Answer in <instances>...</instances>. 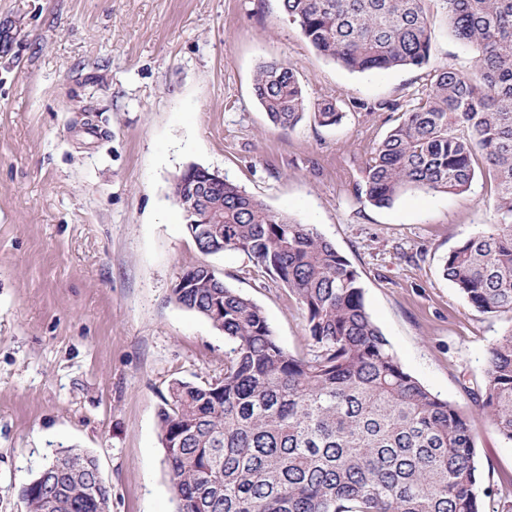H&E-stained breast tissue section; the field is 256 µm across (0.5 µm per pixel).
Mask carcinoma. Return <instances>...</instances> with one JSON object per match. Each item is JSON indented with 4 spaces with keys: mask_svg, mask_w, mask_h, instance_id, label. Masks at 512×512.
Returning <instances> with one entry per match:
<instances>
[{
    "mask_svg": "<svg viewBox=\"0 0 512 512\" xmlns=\"http://www.w3.org/2000/svg\"><path fill=\"white\" fill-rule=\"evenodd\" d=\"M426 0H281L321 56L352 73L426 68ZM455 39L478 51L472 73L440 66L418 107L372 147L364 194L390 207L406 191L463 194L481 156L497 190L498 223L461 241L443 276L477 312L512 314V0H440ZM255 97L285 130L311 116L338 124L333 103H311L293 68H259ZM173 196L195 201L207 225L186 226L204 255L245 253L301 305L312 340L298 357L278 343L252 299L199 263L174 301L224 333V375L174 381L158 411L176 512H486L471 423L409 374L373 322L356 268L309 224L274 211L194 166ZM475 404L512 442V327L488 350ZM97 460L67 450L19 489L24 512H103Z\"/></svg>",
    "mask_w": 512,
    "mask_h": 512,
    "instance_id": "1",
    "label": "carcinoma"
}]
</instances>
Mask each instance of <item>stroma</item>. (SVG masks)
Wrapping results in <instances>:
<instances>
[{"mask_svg":"<svg viewBox=\"0 0 512 512\" xmlns=\"http://www.w3.org/2000/svg\"><path fill=\"white\" fill-rule=\"evenodd\" d=\"M432 67L352 74L319 56L280 0H0V512L64 448L94 455L110 512H174L157 412L174 380L224 373L226 341L172 290L209 264L309 351L294 295L247 255L201 254L171 187L187 165L314 225L360 274L403 367L470 419L488 512H512V444L471 398L512 315L474 310L442 275L449 250L497 223L494 186L361 190L370 149L427 93L433 67L475 53L427 0ZM291 65L344 118L272 124L253 84Z\"/></svg>","mask_w":512,"mask_h":512,"instance_id":"stroma-1","label":"stroma"}]
</instances>
